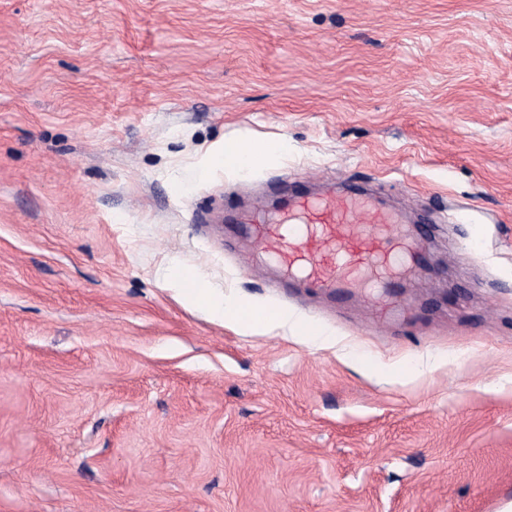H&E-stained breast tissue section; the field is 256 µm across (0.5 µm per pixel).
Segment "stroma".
<instances>
[{
	"instance_id": "obj_1",
	"label": "stroma",
	"mask_w": 512,
	"mask_h": 512,
	"mask_svg": "<svg viewBox=\"0 0 512 512\" xmlns=\"http://www.w3.org/2000/svg\"><path fill=\"white\" fill-rule=\"evenodd\" d=\"M349 181L437 264L386 328L223 214ZM0 512H512V0H0ZM286 150V144L279 140L250 143L243 140H226L217 148L207 163L200 168L197 175L204 177L210 168L219 164L225 171H242L258 162H271L281 157ZM169 277L174 285L180 287V296L188 306L205 311L215 320L261 331L283 327L293 321L286 310L258 306L214 293L205 287L195 270L178 260L173 261Z\"/></svg>"
}]
</instances>
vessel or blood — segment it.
<instances>
[{
	"instance_id": "b4317fda",
	"label": "vessel or blood",
	"mask_w": 512,
	"mask_h": 512,
	"mask_svg": "<svg viewBox=\"0 0 512 512\" xmlns=\"http://www.w3.org/2000/svg\"><path fill=\"white\" fill-rule=\"evenodd\" d=\"M277 211L271 224L253 216L247 240L272 255L298 287L345 294L398 258L390 247L397 214L360 188L293 191Z\"/></svg>"
}]
</instances>
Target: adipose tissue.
<instances>
[{"label": "adipose tissue", "mask_w": 512, "mask_h": 512, "mask_svg": "<svg viewBox=\"0 0 512 512\" xmlns=\"http://www.w3.org/2000/svg\"><path fill=\"white\" fill-rule=\"evenodd\" d=\"M286 150L279 140L250 143L243 140H228L217 148L206 167L200 168V175H207L213 165L223 166L228 171H241L259 162H271L281 157ZM170 280L178 286L182 300L190 307L205 311L210 317L221 322H232L253 330H267L283 327L291 317L286 310L254 305L245 301L230 299L206 288L201 277L192 268L180 261H173Z\"/></svg>", "instance_id": "ef3b65f1"}]
</instances>
